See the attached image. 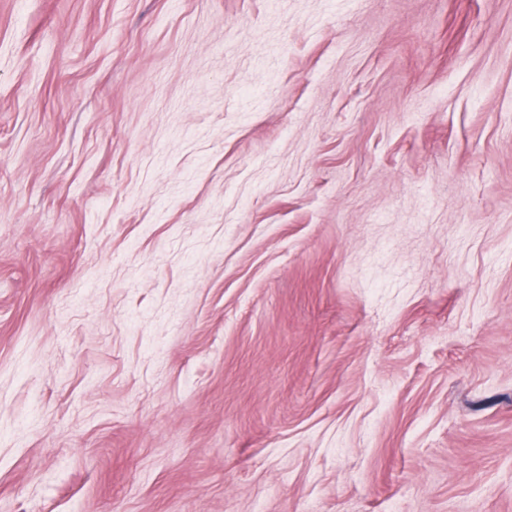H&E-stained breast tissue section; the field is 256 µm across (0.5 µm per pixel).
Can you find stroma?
I'll list each match as a JSON object with an SVG mask.
<instances>
[{
    "label": "stroma",
    "mask_w": 512,
    "mask_h": 512,
    "mask_svg": "<svg viewBox=\"0 0 512 512\" xmlns=\"http://www.w3.org/2000/svg\"><path fill=\"white\" fill-rule=\"evenodd\" d=\"M0 512H512V0H0Z\"/></svg>",
    "instance_id": "stroma-1"
}]
</instances>
